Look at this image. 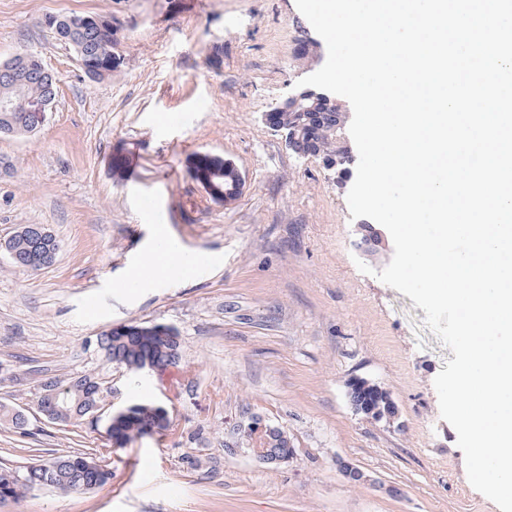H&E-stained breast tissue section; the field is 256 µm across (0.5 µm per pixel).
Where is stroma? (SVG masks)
Listing matches in <instances>:
<instances>
[{"label":"stroma","mask_w":512,"mask_h":512,"mask_svg":"<svg viewBox=\"0 0 512 512\" xmlns=\"http://www.w3.org/2000/svg\"><path fill=\"white\" fill-rule=\"evenodd\" d=\"M94 14L114 17L123 59L101 82L45 24ZM310 28L295 0H0V62L33 51L60 78L39 132L0 135V240L44 224L59 241L38 270L0 250V402L30 420L25 436L0 426V463L79 450L111 472L93 491L41 490L0 512H500L440 416L434 379L451 350L376 278L391 253L355 246V171L294 154L261 120L321 68L295 52ZM198 152L241 170L236 202L190 178ZM160 226L206 265L124 288ZM155 324L179 333L178 365L132 374L95 349L112 327ZM40 369L96 371L115 404L166 406L171 429L116 451L104 429L44 422ZM356 375L389 391L393 420L355 411ZM256 419L286 433L293 459L253 455ZM341 459L368 482L347 481Z\"/></svg>","instance_id":"35a3bbf8"}]
</instances>
